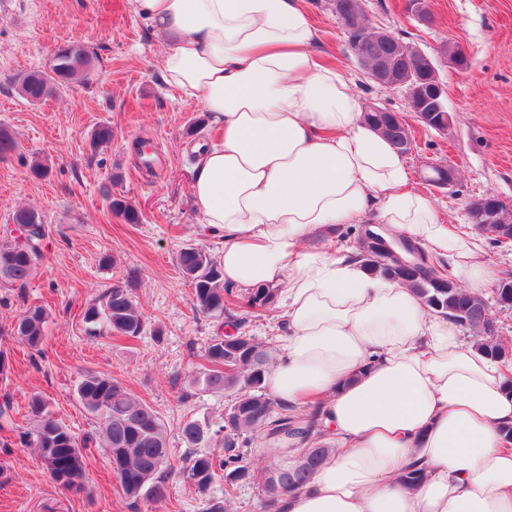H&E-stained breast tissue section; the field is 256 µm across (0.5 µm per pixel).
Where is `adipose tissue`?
Masks as SVG:
<instances>
[{"label":"adipose tissue","instance_id":"adipose-tissue-1","mask_svg":"<svg viewBox=\"0 0 512 512\" xmlns=\"http://www.w3.org/2000/svg\"><path fill=\"white\" fill-rule=\"evenodd\" d=\"M167 40L163 78L209 116L194 167L202 223L237 288L283 284L284 336L264 383L316 404L333 451L276 512H512V374L451 319L369 274L343 224H381L470 291L496 270L482 239L410 188L403 156L322 64L305 0H133ZM419 470L410 488L401 473Z\"/></svg>","mask_w":512,"mask_h":512}]
</instances>
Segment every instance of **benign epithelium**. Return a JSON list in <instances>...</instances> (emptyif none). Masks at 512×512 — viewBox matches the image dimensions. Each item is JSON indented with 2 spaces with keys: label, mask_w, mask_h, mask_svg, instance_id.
Instances as JSON below:
<instances>
[{
  "label": "benign epithelium",
  "mask_w": 512,
  "mask_h": 512,
  "mask_svg": "<svg viewBox=\"0 0 512 512\" xmlns=\"http://www.w3.org/2000/svg\"><path fill=\"white\" fill-rule=\"evenodd\" d=\"M330 7L343 30L359 35L354 56L365 67L369 78L384 87L405 89L409 110L420 121L439 131L449 129L453 117L447 108V90L439 80L433 57L383 27L366 25L364 11L349 10L343 0H330ZM380 48L389 50V64L375 67L370 64V58ZM439 54L456 68L467 61L465 51L458 45L445 43ZM468 213L472 224H494L498 226L500 240H512L511 200L491 195L476 197L469 201ZM362 239L367 246L379 247L407 268H414L421 261L422 252L409 242L398 243L370 229L364 232ZM496 294L499 306L511 309L512 278L502 280Z\"/></svg>",
  "instance_id": "obj_1"
}]
</instances>
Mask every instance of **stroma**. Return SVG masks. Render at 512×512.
Here are the masks:
<instances>
[{
    "instance_id": "35a3bbf8",
    "label": "stroma",
    "mask_w": 512,
    "mask_h": 512,
    "mask_svg": "<svg viewBox=\"0 0 512 512\" xmlns=\"http://www.w3.org/2000/svg\"><path fill=\"white\" fill-rule=\"evenodd\" d=\"M306 0L318 34L317 49L337 67L364 103L404 116L413 149L405 156L410 186L430 197L450 224H469V199H512V0H428L432 23L420 22L409 0H364L372 25L387 28L429 55L443 43L467 53V66L437 63L453 114L450 129L423 127L409 111L402 89L374 83L348 48L327 8ZM80 44L95 59L88 80L77 81L38 103L21 97L17 75L45 69L55 47ZM163 40L137 13L132 0H0V127L18 147L0 160V239L13 210H37L46 226L44 258L28 288H0V399L15 406L10 428L0 430V512H202L204 501L177 475L167 478L162 501L124 497L102 450L86 457L81 491L57 486L36 448L22 447L19 432L32 430V396L73 431L93 433L96 423L78 401L82 375L98 372L153 405L163 419L171 456L186 449L184 422L218 419L234 402L230 390L214 394L197 382L202 354L212 337L241 317L238 308L203 315L192 307V285L176 256L187 245L211 257L224 250V233L204 228L190 194L195 148L212 137L203 108L167 85L161 73ZM112 129L109 144L92 148L98 126ZM151 140L164 157L153 171L139 169L134 152ZM48 165L46 178L28 165ZM451 166L452 187L426 182L431 167ZM124 196L142 214L124 223L108 208L109 195ZM111 264H102V256ZM130 280L143 309L140 337L119 341L108 331L86 332L83 313L112 283ZM49 313L46 337L32 349L9 330L31 303Z\"/></svg>"
}]
</instances>
